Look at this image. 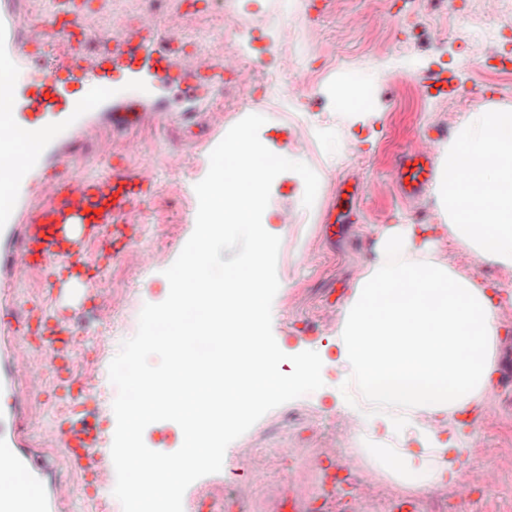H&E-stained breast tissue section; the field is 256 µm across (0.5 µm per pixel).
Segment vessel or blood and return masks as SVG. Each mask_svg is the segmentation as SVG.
Here are the masks:
<instances>
[{"mask_svg": "<svg viewBox=\"0 0 512 512\" xmlns=\"http://www.w3.org/2000/svg\"><path fill=\"white\" fill-rule=\"evenodd\" d=\"M111 0H50L31 37L24 0H0V70L21 74L17 83L0 85V98L11 111L0 113V471L19 477L15 490L0 493V512H63L68 490L57 482L50 465L33 449L25 428L26 408L37 388L17 373L33 376L52 371L57 384L68 380L75 359L69 327L62 317L43 327L48 340L45 363L30 364L23 342L32 332L13 290L37 267L52 271L60 288L55 302H94L87 263L89 246L109 243L112 259L126 260L130 249L122 232L131 228L135 212L154 184L150 160L136 166L111 163L99 174H75L76 147L91 129L107 125L116 131L144 124L165 111L168 91H178L187 111L197 109V93L224 90V75L236 62L223 55L196 59L183 54L182 9L165 18H144L129 27L114 19L103 49L89 50L94 20L107 13ZM94 87V102L77 90ZM39 132L37 152H25L23 131ZM435 148L409 153L394 178L408 193L432 184ZM75 471L91 476L94 488L112 476L113 458L101 442L96 424L77 415L48 433Z\"/></svg>", "mask_w": 512, "mask_h": 512, "instance_id": "vessel-or-blood-1", "label": "vessel or blood"}]
</instances>
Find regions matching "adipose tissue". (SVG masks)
Here are the masks:
<instances>
[{
	"instance_id": "1",
	"label": "adipose tissue",
	"mask_w": 512,
	"mask_h": 512,
	"mask_svg": "<svg viewBox=\"0 0 512 512\" xmlns=\"http://www.w3.org/2000/svg\"><path fill=\"white\" fill-rule=\"evenodd\" d=\"M224 157L206 190L207 216L197 228L196 248L172 276L179 289L168 317L176 327L154 339L159 351L175 346L183 354L167 379L134 366L126 373L139 395L127 410L130 431L161 415L176 417L183 465L160 469L138 454H121L130 476L128 512H164L165 498L156 487L178 488L184 464L205 463L222 447L225 416L248 414L293 391L327 392L351 413H358L362 395L382 404L383 412L358 415L385 442L373 451L383 468L414 489L457 486L468 436L449 427L448 417L481 406L491 389L498 321L490 297L471 278L421 258L417 240L427 226L394 228L378 241L379 259L359 278L357 300L348 305L335 339L280 369L262 338L271 296L262 251L225 273L224 285L233 291L225 307L207 299L202 248L221 226L246 230L261 244L271 234L255 219L269 173L266 154L248 137ZM480 181L507 190L492 205L472 204ZM437 192L453 237L480 259L512 267L511 110L477 112L459 127L442 149ZM195 301L200 307L191 323L182 311ZM204 338L214 340L223 369L208 359L186 363L185 353ZM163 385L179 393V402L156 397Z\"/></svg>"
}]
</instances>
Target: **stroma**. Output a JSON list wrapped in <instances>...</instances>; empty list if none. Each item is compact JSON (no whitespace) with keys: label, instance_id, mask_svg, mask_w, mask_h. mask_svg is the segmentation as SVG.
Segmentation results:
<instances>
[{"label":"stroma","instance_id":"stroma-1","mask_svg":"<svg viewBox=\"0 0 512 512\" xmlns=\"http://www.w3.org/2000/svg\"><path fill=\"white\" fill-rule=\"evenodd\" d=\"M310 0H184L185 50L210 56L230 50L241 31L262 38L270 27L288 25L297 32L300 59L294 72L273 78L271 57L255 59L229 76L217 101L224 127L216 129L206 113L184 119L172 111L125 133L101 126L78 145L81 170L104 171L120 160L137 165L149 156L155 186L136 217L134 245L158 256L150 267L107 262L95 282L99 307L71 316V329L84 342L76 356L79 373L90 385L84 404L101 423L104 448H119L127 434L126 404L112 378L114 365L135 357L142 370L163 373L168 358L149 349L146 336L156 317L172 301L171 274L190 248L204 210L205 188L224 155L221 133H247L267 154H288L313 176L318 187L308 195L287 168H275L263 192L262 221L295 222L267 248L272 311L263 339L280 363L307 356L312 345L338 330L354 295L360 271L377 258L382 231L400 224H440L444 217L436 190L404 199L393 177L395 163L417 141L445 136L474 112L512 108V74L472 65L465 53L467 35H480L512 53V30H493L498 0H423L411 29L400 26L394 0H331L328 10L313 12ZM238 26H224L226 15ZM450 38L445 50L441 37ZM442 87L439 98L427 85ZM348 189L353 203L326 224V208L337 189ZM253 239L223 231L212 244L213 275L236 267L253 251ZM452 271L488 287L496 308H512V268L479 259L449 233H441L426 252ZM50 277L32 271L16 290L23 309L50 313ZM112 323L101 330L104 311ZM38 392L26 410L33 439L73 410L50 374L41 375ZM344 414L314 392L285 394L253 409L224 434V451L197 468L177 492V512H197L196 497L219 491L233 512H266L273 497L295 492L319 500L323 474L315 461L334 448L350 451L348 481L342 498L328 512H389L398 499H412L417 512H512V403L499 389L484 400L462 454L465 498L455 489L441 494L414 490L378 467L358 434L344 432ZM177 420L159 418L140 428L137 443L155 454L180 453ZM42 456L69 489L66 512H128V480L116 471L110 486L95 496L84 491L85 478L71 469L61 448L49 443Z\"/></svg>","mask_w":512,"mask_h":512}]
</instances>
